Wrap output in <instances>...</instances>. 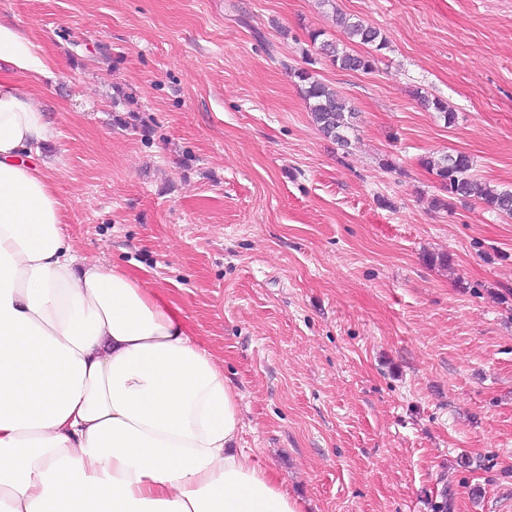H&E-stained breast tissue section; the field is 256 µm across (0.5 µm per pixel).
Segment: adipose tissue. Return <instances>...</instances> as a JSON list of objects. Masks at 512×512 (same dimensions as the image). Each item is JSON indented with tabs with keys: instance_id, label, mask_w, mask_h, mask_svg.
I'll return each instance as SVG.
<instances>
[{
	"instance_id": "adipose-tissue-1",
	"label": "adipose tissue",
	"mask_w": 512,
	"mask_h": 512,
	"mask_svg": "<svg viewBox=\"0 0 512 512\" xmlns=\"http://www.w3.org/2000/svg\"><path fill=\"white\" fill-rule=\"evenodd\" d=\"M41 46L0 19V512H299L159 287L79 257L41 146Z\"/></svg>"
}]
</instances>
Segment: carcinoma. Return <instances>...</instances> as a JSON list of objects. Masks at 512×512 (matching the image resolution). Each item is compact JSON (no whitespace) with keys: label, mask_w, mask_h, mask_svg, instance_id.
Segmentation results:
<instances>
[{"label":"carcinoma","mask_w":512,"mask_h":512,"mask_svg":"<svg viewBox=\"0 0 512 512\" xmlns=\"http://www.w3.org/2000/svg\"><path fill=\"white\" fill-rule=\"evenodd\" d=\"M339 24L343 27L346 37L353 43L368 48L365 53L351 49L348 44L319 41L323 36L320 31L310 34L312 43H320V53L325 55L332 65L341 70L370 73L374 70L378 54L387 48V40L381 30L360 20L339 16ZM288 75L297 79L303 86V94L308 101L313 121L320 132L342 147L349 144V133L355 130L357 113L348 106L346 100L321 82L310 67L286 66ZM421 104L428 110L436 112L445 123L455 120V113L448 103L440 98L421 97ZM420 163L435 175L442 191L448 199H433V207L447 208L451 201L476 200L490 212L512 217V189H500L475 177L472 173L473 161L465 153L440 154L425 156Z\"/></svg>","instance_id":"carcinoma-1"}]
</instances>
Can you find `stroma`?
I'll return each mask as SVG.
<instances>
[{
    "label": "stroma",
    "instance_id": "35a3bbf8",
    "mask_svg": "<svg viewBox=\"0 0 512 512\" xmlns=\"http://www.w3.org/2000/svg\"><path fill=\"white\" fill-rule=\"evenodd\" d=\"M344 13L389 45L319 56ZM43 48L80 256L159 284L300 512H512V218L431 205L428 155L512 188V0H0ZM358 114L325 138L287 65ZM447 101L454 124L420 104ZM448 255L449 265L436 263ZM339 24L343 27L347 39L353 43L366 46L369 51L359 53L351 49L348 44L330 42L324 40L320 42L319 50L325 55L332 65L341 70L370 73L374 70L378 54L381 50L387 48V40L381 30L374 26L366 24L360 20L344 17L339 14Z\"/></svg>",
    "mask_w": 512,
    "mask_h": 512
}]
</instances>
